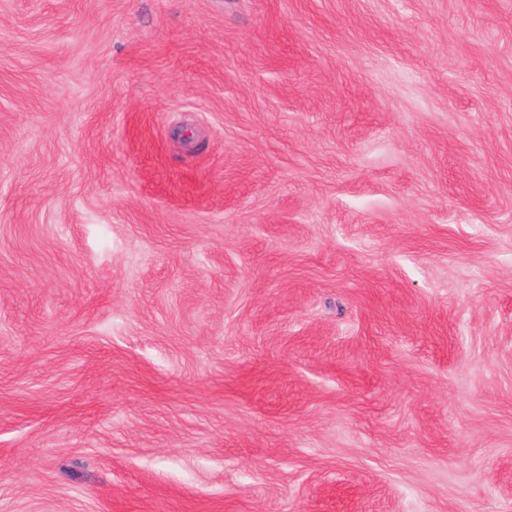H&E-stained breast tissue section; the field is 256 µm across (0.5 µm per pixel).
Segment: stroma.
Segmentation results:
<instances>
[{"instance_id":"obj_1","label":"stroma","mask_w":512,"mask_h":512,"mask_svg":"<svg viewBox=\"0 0 512 512\" xmlns=\"http://www.w3.org/2000/svg\"><path fill=\"white\" fill-rule=\"evenodd\" d=\"M0 512H512V0H0Z\"/></svg>"}]
</instances>
